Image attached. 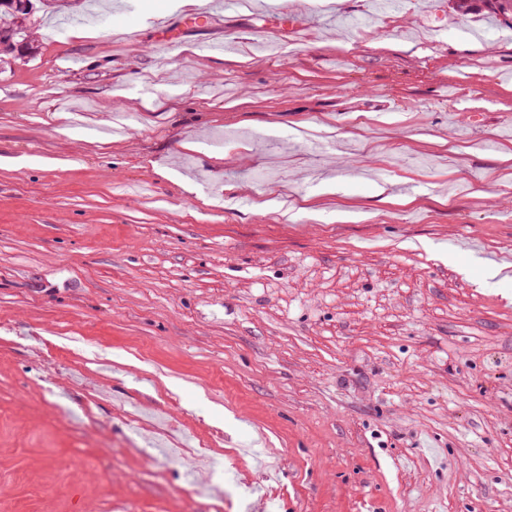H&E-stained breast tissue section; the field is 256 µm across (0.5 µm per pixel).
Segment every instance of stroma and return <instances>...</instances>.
Wrapping results in <instances>:
<instances>
[{"label": "stroma", "instance_id": "35a3bbf8", "mask_svg": "<svg viewBox=\"0 0 512 512\" xmlns=\"http://www.w3.org/2000/svg\"><path fill=\"white\" fill-rule=\"evenodd\" d=\"M208 3L0 66V512H512V25Z\"/></svg>", "mask_w": 512, "mask_h": 512}]
</instances>
